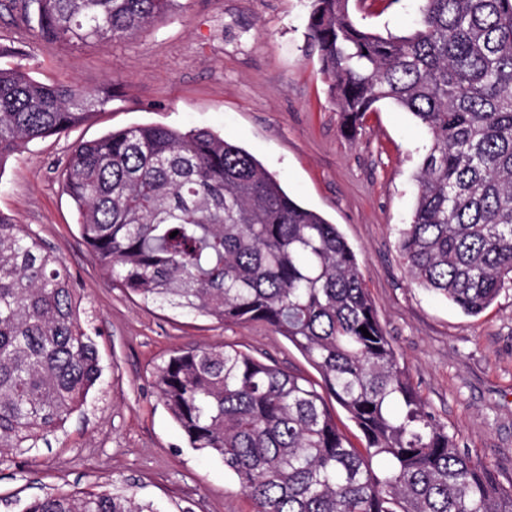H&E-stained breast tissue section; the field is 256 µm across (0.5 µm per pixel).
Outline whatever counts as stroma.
Wrapping results in <instances>:
<instances>
[{"mask_svg": "<svg viewBox=\"0 0 512 512\" xmlns=\"http://www.w3.org/2000/svg\"><path fill=\"white\" fill-rule=\"evenodd\" d=\"M420 0L352 7L372 31L414 28ZM309 0H179L166 20L128 41L57 52L19 34L0 11V43L24 40L22 62L45 82L111 84L110 108L58 136L34 141L0 170V212L43 240L71 276L95 339L100 381L64 429L0 463V512L33 498L130 485L159 512H253L223 465L188 448L153 384L173 352L229 344L318 380L283 336L262 323L220 324L143 305L113 285L83 242L61 185L72 144L124 127L208 128L250 152L299 204L320 213L356 254L382 325L436 417L462 449L512 480V288L480 315L413 284L397 252L414 176L428 143L412 116L389 104L355 132L319 72L305 37Z\"/></svg>", "mask_w": 512, "mask_h": 512, "instance_id": "stroma-1", "label": "stroma"}]
</instances>
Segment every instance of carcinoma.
<instances>
[{"mask_svg": "<svg viewBox=\"0 0 512 512\" xmlns=\"http://www.w3.org/2000/svg\"><path fill=\"white\" fill-rule=\"evenodd\" d=\"M175 2L0 8L20 10L57 50L131 39ZM306 37L345 130L387 103L428 132L399 255L416 285L482 313L512 285V0H423L405 36L358 27L349 0H310ZM111 103L110 85L0 67V169ZM63 187L112 283L146 305L271 326L360 430L361 450L298 373L227 344L174 352L155 372L159 396L188 446L220 460L254 512H512V481L461 451L418 396L336 225L245 149L208 129L133 126L75 143ZM100 376L60 257L0 213V462L64 428ZM24 512L157 510L121 486L49 493Z\"/></svg>", "mask_w": 512, "mask_h": 512, "instance_id": "1", "label": "carcinoma"}]
</instances>
